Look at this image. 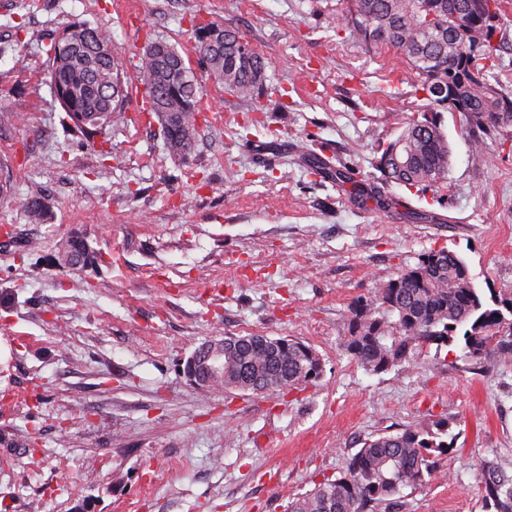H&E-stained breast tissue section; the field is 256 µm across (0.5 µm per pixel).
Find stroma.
Segmentation results:
<instances>
[{
    "mask_svg": "<svg viewBox=\"0 0 512 512\" xmlns=\"http://www.w3.org/2000/svg\"><path fill=\"white\" fill-rule=\"evenodd\" d=\"M0 0V512H287L382 432L448 424L435 478L400 512H484L476 470L512 467V360L489 369L419 348L367 370L343 349L352 302L420 253H458L483 294L512 292V123L474 156L445 115L447 188L384 183L383 149L425 109L396 53L346 28L351 0ZM108 28L125 65L175 44L201 85L199 136L178 159L127 104L78 133L44 79L50 44ZM264 56L255 99L225 92L198 27ZM382 189L380 208L366 194ZM47 199L29 223L19 199ZM95 268L64 267L69 233ZM261 333L312 346L321 379L289 392L213 391L184 372L204 342Z\"/></svg>",
    "mask_w": 512,
    "mask_h": 512,
    "instance_id": "stroma-1",
    "label": "stroma"
}]
</instances>
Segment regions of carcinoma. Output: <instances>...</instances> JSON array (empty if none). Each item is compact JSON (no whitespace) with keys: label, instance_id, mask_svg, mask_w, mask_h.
<instances>
[{"label":"carcinoma","instance_id":"obj_1","mask_svg":"<svg viewBox=\"0 0 512 512\" xmlns=\"http://www.w3.org/2000/svg\"><path fill=\"white\" fill-rule=\"evenodd\" d=\"M502 0H355L350 35L366 48L385 46L417 75L427 111L407 123L379 159L385 180L409 189L447 185L452 148L442 113L459 114L472 132V151L486 141L475 135L512 123V91L493 80L501 45L494 43ZM197 52L224 91L249 99L267 80L265 58L236 32L219 25L199 28ZM146 112L163 130L172 156L195 146L200 112L197 79L177 47L149 42L139 57ZM45 81L64 111L88 136L103 134L125 111L120 54L110 33L97 25L70 27L49 48ZM29 221L48 215L45 200L22 203ZM59 261L89 266L95 252L80 237L59 244ZM460 348V359L480 366L512 359V292L485 300L466 262L441 248L420 255L415 266L377 284L349 311L342 347L362 366L381 372L409 362L424 345ZM210 369L191 360L187 374L201 387L261 392L291 391L321 378L323 363L300 341L258 333L207 342ZM440 428L403 429L367 439L350 458L344 475L327 477L289 503L288 512H377L400 506L405 487L425 486L437 470L436 457L451 444ZM485 512H512V473L485 460L478 469Z\"/></svg>","mask_w":512,"mask_h":512}]
</instances>
